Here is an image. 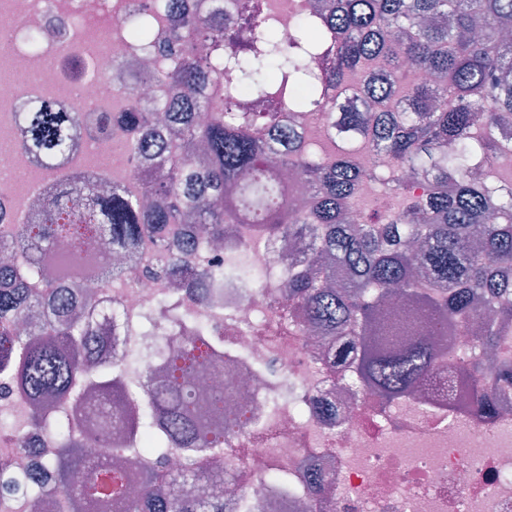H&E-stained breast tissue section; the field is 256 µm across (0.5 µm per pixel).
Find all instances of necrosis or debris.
Returning a JSON list of instances; mask_svg holds the SVG:
<instances>
[{"instance_id":"1","label":"necrosis or debris","mask_w":512,"mask_h":512,"mask_svg":"<svg viewBox=\"0 0 512 512\" xmlns=\"http://www.w3.org/2000/svg\"><path fill=\"white\" fill-rule=\"evenodd\" d=\"M216 0H0V137L11 138L21 113L43 100L85 116L82 136L68 154L65 170L34 163L21 151L0 150V222L26 223L31 203L59 183L64 172L103 171L106 182L140 192L149 168L144 156H125L115 137H103L96 119L129 109L112 87L113 70L135 86L141 105L160 93L156 64L143 55L129 31L139 15H152L153 32L210 17ZM39 33L41 47L29 50L23 36ZM29 73L14 84L9 72ZM195 224H173L169 240H198L199 259L218 258L256 267L274 260L273 274L251 281L224 276L212 290L211 305L171 295L166 279L144 278L162 246L144 237L134 262L112 279L96 269L111 259L102 245L89 248V266L62 274L46 259L48 283L66 280L75 291L94 289L110 300L119 318L98 317L97 339L116 355L128 348L151 350L169 326L143 334L140 323L153 315L158 299L170 295L176 316L200 317L224 332L226 408L248 404L251 428L227 450L240 472L242 488L232 505L256 498L260 512H512V391L499 396L494 418L481 420L447 388L420 387L412 396L388 402L329 382L319 369L323 355L316 337L288 328L280 303L300 256L297 239L279 236L272 244L241 230L218 248L200 242ZM330 473L324 495L311 498L306 468ZM288 474L287 491L273 490L267 477Z\"/></svg>"}]
</instances>
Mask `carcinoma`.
Returning <instances> with one entry per match:
<instances>
[{
    "label": "carcinoma",
    "instance_id": "cac0c4a2",
    "mask_svg": "<svg viewBox=\"0 0 512 512\" xmlns=\"http://www.w3.org/2000/svg\"><path fill=\"white\" fill-rule=\"evenodd\" d=\"M451 18L447 24L441 18ZM149 19L131 37L166 65L155 74L171 99L194 95L196 82L226 81L217 112L152 113L185 141L172 156L149 146L151 113L99 117V131L119 133L127 154L154 152L145 176L150 205L121 186L99 189L103 174L69 173L52 186L27 224L0 234V380L15 405L0 406V439L15 445L39 433L55 448L56 480L22 475L0 455V496L18 512H38L55 495L121 512H228L224 488L238 483L224 445L253 418L246 405L225 411L224 390L202 399L190 383L224 368V335L203 322L178 345L150 356L160 376L143 372L142 354L95 353L84 314L98 308L91 292L44 288L43 260L73 268L99 243L129 259L146 234L164 238L166 226L191 219L208 240L222 242L234 225L252 224L268 241L288 232L301 258L288 279L283 318L321 336L336 352V337H351L348 377L361 392L388 400L410 396L437 374L435 346L387 314L395 299L419 315L442 341L466 338L469 393L488 406L512 389V373L485 367L478 353L512 349V179L496 168L512 149L499 127L512 124V0H331L317 3L281 34L272 0H232L231 17L208 19L163 43L151 41ZM385 70L348 84L367 60ZM318 58L307 65V58ZM357 94L362 109L345 102ZM325 112L336 127L327 149L310 138L301 149L281 127L286 111ZM81 116L52 102L24 113L19 148L61 169ZM203 150L211 164L192 166ZM293 171L309 187L307 206L288 212L281 175ZM426 183L432 190L417 194ZM362 218L348 224L350 213ZM156 278H173L172 292L197 294L221 266L196 262L193 245L166 244ZM103 396L125 414L129 438H75L69 406ZM179 454L172 468L169 459ZM194 493H186L187 488Z\"/></svg>",
    "mask_w": 512,
    "mask_h": 512
}]
</instances>
